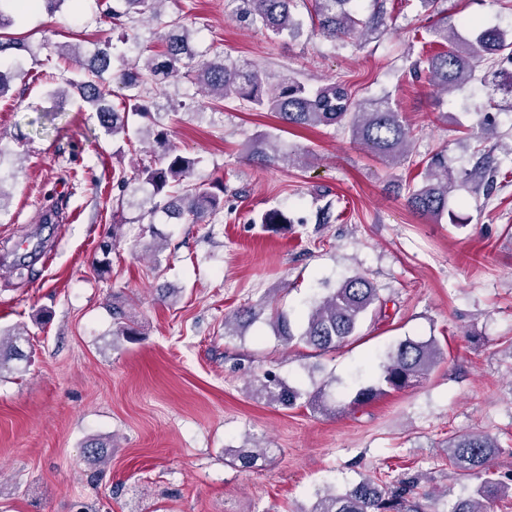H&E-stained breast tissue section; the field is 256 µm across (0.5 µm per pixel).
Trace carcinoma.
<instances>
[{
  "label": "carcinoma",
  "mask_w": 512,
  "mask_h": 512,
  "mask_svg": "<svg viewBox=\"0 0 512 512\" xmlns=\"http://www.w3.org/2000/svg\"><path fill=\"white\" fill-rule=\"evenodd\" d=\"M14 0H0V61L16 60L28 51L26 42L13 36L7 29L13 26ZM165 0H115L112 17L128 18L134 14L154 11ZM234 5L236 18L250 25L260 24L275 35L290 39L299 37L302 24L293 9L299 0H229ZM317 32L331 39L367 42L381 35L387 28L386 0H374L372 11L360 12V0H313ZM465 29L464 37L459 29ZM432 42L442 50L425 55L414 64V71H422L430 85L438 92L449 95L473 80L492 85L493 92L512 97V70L500 68L491 78L477 77L478 63L491 60L495 64L512 63V38L497 27H483L474 19H465L460 26L448 25L447 18L426 27ZM191 33L180 23L164 35L165 49L158 56L144 62L146 73L125 70L116 81L119 88L130 91L124 100L130 109L120 111L110 104L115 90L103 74L112 64V43L106 41L96 47L90 59L83 63L81 81H69L67 86L90 109L96 112L105 131L116 137H127L129 119L147 118L139 103L142 85L157 77L168 78L186 68L196 72L197 81L204 92L217 101L237 99L250 104L255 110L272 112L284 125L295 129L318 126H346L353 141L366 152L379 158L390 169H395L412 156V138L402 113L393 106L390 94L380 97L359 98L345 85L331 82L315 88L291 78L269 85L253 67L238 65L216 55L210 59H197L191 44ZM156 142L164 146L158 162L143 165L131 176L122 177L121 185L141 181L152 187L146 203L151 217L162 213L170 220L185 219L192 224L214 219L224 211V185L219 192L212 187L193 184L190 178L202 162L198 157L184 155L169 143L167 133H157ZM249 155L258 163L271 161L286 165L293 162L294 153L281 152L274 146H257ZM489 169L478 165L468 171L454 172L448 168V156L439 152L426 163L423 180L419 185L406 186V202L410 210L421 218L436 222L448 210V200L458 188L469 182H485ZM260 223L271 231L286 228L288 217L279 209L261 214ZM387 303L379 288L365 275L356 274L344 279L338 286L328 289L326 295L315 300L299 321L291 319L284 310H272L270 323L275 333L288 345H305L320 352L336 350L355 335L359 324L368 313ZM263 305H246L224 321V335L241 336L244 330L264 314ZM112 320L116 335L134 336L137 329L126 323L124 310L112 307ZM22 331L0 334V370L12 360L23 357L17 342ZM443 357L436 339L399 341L386 354L378 380L359 388L350 405H363L390 390H402L429 376ZM247 393L256 399L292 408L300 400L314 409L329 411L335 406L326 400L324 390L307 398L305 393L288 385L271 371L256 375L249 381ZM497 441L483 433H465L455 437L448 446V456L463 476L477 475L489 469L498 456ZM264 453V449L239 448L232 459L243 468L251 467ZM415 481H402L387 486L371 479H363L342 493L330 490L315 493L316 500L307 512H415L407 496ZM509 490V486L485 480L477 486L475 496L458 500L450 512H487V503Z\"/></svg>",
  "instance_id": "1"
}]
</instances>
